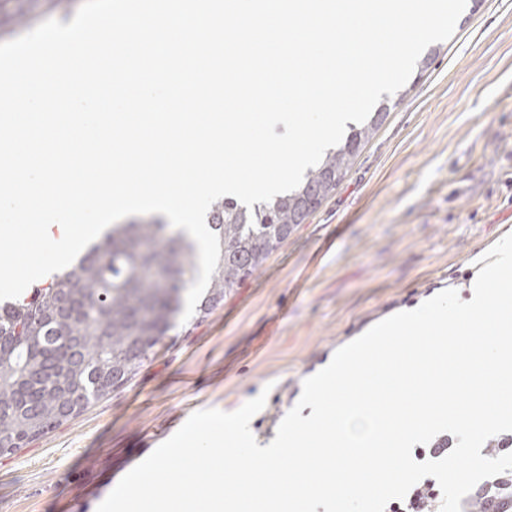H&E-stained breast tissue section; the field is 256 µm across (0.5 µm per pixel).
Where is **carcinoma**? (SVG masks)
Returning a JSON list of instances; mask_svg holds the SVG:
<instances>
[{"label":"carcinoma","instance_id":"obj_1","mask_svg":"<svg viewBox=\"0 0 512 512\" xmlns=\"http://www.w3.org/2000/svg\"><path fill=\"white\" fill-rule=\"evenodd\" d=\"M380 104L310 168L295 190L248 209L212 204L220 258L194 318L205 319L262 267L345 177L384 121ZM158 219L114 224L69 269L0 306V455L82 414L132 381L182 313L196 244ZM462 512H512V471L477 486Z\"/></svg>","mask_w":512,"mask_h":512}]
</instances>
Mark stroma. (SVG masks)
Instances as JSON below:
<instances>
[{"label":"stroma","mask_w":512,"mask_h":512,"mask_svg":"<svg viewBox=\"0 0 512 512\" xmlns=\"http://www.w3.org/2000/svg\"><path fill=\"white\" fill-rule=\"evenodd\" d=\"M389 106L335 192L203 321L177 322L138 376L0 456V512H92L195 411L267 446L343 345L451 284L512 228V0H467L453 36Z\"/></svg>","instance_id":"obj_1"}]
</instances>
